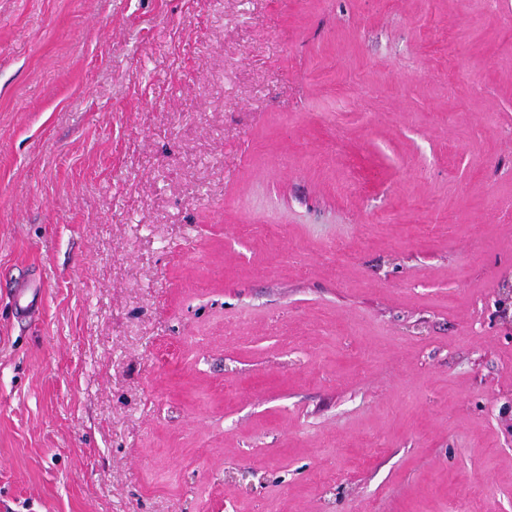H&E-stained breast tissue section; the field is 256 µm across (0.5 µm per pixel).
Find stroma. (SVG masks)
<instances>
[{
    "instance_id": "stroma-1",
    "label": "stroma",
    "mask_w": 512,
    "mask_h": 512,
    "mask_svg": "<svg viewBox=\"0 0 512 512\" xmlns=\"http://www.w3.org/2000/svg\"><path fill=\"white\" fill-rule=\"evenodd\" d=\"M512 0H0V512H512Z\"/></svg>"
}]
</instances>
